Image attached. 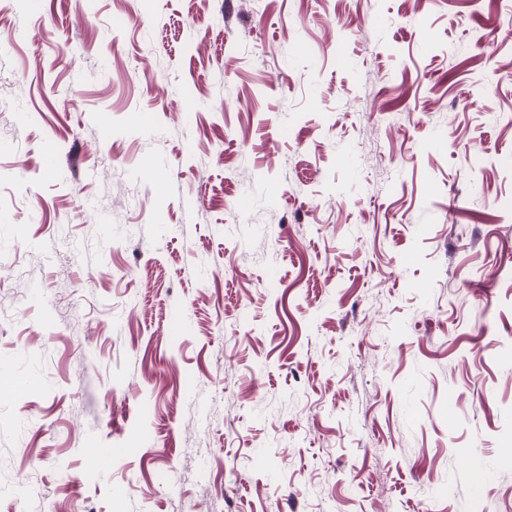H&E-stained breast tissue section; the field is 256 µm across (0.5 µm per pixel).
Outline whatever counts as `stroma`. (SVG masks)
Listing matches in <instances>:
<instances>
[{
  "instance_id": "obj_1",
  "label": "stroma",
  "mask_w": 512,
  "mask_h": 512,
  "mask_svg": "<svg viewBox=\"0 0 512 512\" xmlns=\"http://www.w3.org/2000/svg\"><path fill=\"white\" fill-rule=\"evenodd\" d=\"M1 384L0 512H512V0H0Z\"/></svg>"
}]
</instances>
